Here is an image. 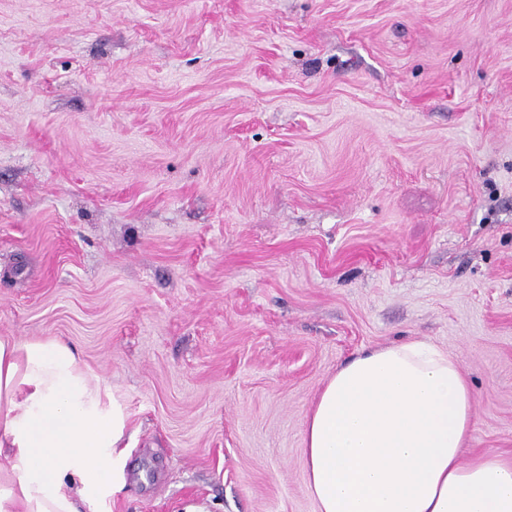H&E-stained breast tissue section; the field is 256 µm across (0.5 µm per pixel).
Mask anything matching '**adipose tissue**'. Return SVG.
<instances>
[{
	"label": "adipose tissue",
	"instance_id": "obj_1",
	"mask_svg": "<svg viewBox=\"0 0 512 512\" xmlns=\"http://www.w3.org/2000/svg\"><path fill=\"white\" fill-rule=\"evenodd\" d=\"M474 396L457 360L403 341L338 368L305 420L317 512H512V458L462 462ZM127 416L57 338L0 339V512H78L119 491Z\"/></svg>",
	"mask_w": 512,
	"mask_h": 512
}]
</instances>
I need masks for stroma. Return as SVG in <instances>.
<instances>
[{
	"label": "stroma",
	"mask_w": 512,
	"mask_h": 512,
	"mask_svg": "<svg viewBox=\"0 0 512 512\" xmlns=\"http://www.w3.org/2000/svg\"><path fill=\"white\" fill-rule=\"evenodd\" d=\"M0 337L125 407L80 512H316V397L407 340L512 454V0H0Z\"/></svg>",
	"instance_id": "35a3bbf8"
}]
</instances>
